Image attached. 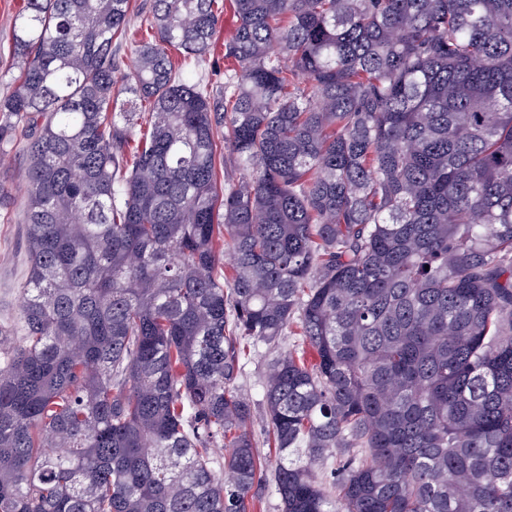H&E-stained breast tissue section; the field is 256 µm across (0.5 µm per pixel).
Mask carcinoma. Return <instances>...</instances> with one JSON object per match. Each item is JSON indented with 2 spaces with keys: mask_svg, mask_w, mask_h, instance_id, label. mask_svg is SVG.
Listing matches in <instances>:
<instances>
[{
  "mask_svg": "<svg viewBox=\"0 0 512 512\" xmlns=\"http://www.w3.org/2000/svg\"><path fill=\"white\" fill-rule=\"evenodd\" d=\"M216 3L150 0L123 75L129 0L15 17L0 512H512V0H232L218 97L169 54ZM287 336L271 460L237 381ZM0 185L6 192L0 208V324L11 329L15 340L22 333L19 305L28 275L25 221L27 169L21 144L1 156Z\"/></svg>",
  "mask_w": 512,
  "mask_h": 512,
  "instance_id": "cac0c4a2",
  "label": "carcinoma"
}]
</instances>
